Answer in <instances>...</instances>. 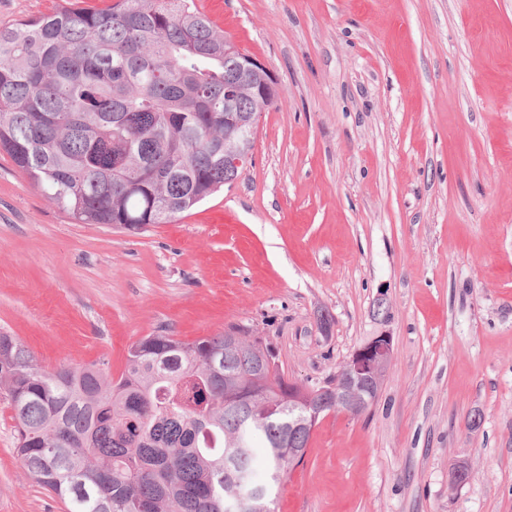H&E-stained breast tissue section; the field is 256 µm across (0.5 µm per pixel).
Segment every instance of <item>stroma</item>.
I'll return each mask as SVG.
<instances>
[{
  "label": "stroma",
  "instance_id": "1",
  "mask_svg": "<svg viewBox=\"0 0 512 512\" xmlns=\"http://www.w3.org/2000/svg\"><path fill=\"white\" fill-rule=\"evenodd\" d=\"M195 3L277 80L252 164L131 233L0 152V333L116 378L233 325L312 385L388 332L376 402L318 423L276 512H512V0ZM15 446L0 399V512H67Z\"/></svg>",
  "mask_w": 512,
  "mask_h": 512
}]
</instances>
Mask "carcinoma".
Here are the masks:
<instances>
[{"label": "carcinoma", "instance_id": "carcinoma-1", "mask_svg": "<svg viewBox=\"0 0 512 512\" xmlns=\"http://www.w3.org/2000/svg\"><path fill=\"white\" fill-rule=\"evenodd\" d=\"M194 0H76L0 27V151L81 224H169L237 176L224 167V116L272 105L244 79L248 59ZM258 337L145 336L114 380L104 364L42 369L0 335V397L16 453L69 512H256L304 457L309 416L284 376L241 378ZM268 480H255L257 443Z\"/></svg>", "mask_w": 512, "mask_h": 512}]
</instances>
